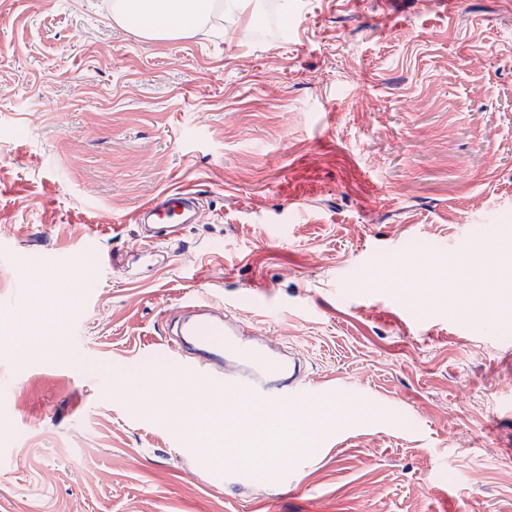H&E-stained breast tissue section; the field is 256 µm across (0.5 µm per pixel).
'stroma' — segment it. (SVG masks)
<instances>
[{
  "label": "stroma",
  "mask_w": 512,
  "mask_h": 512,
  "mask_svg": "<svg viewBox=\"0 0 512 512\" xmlns=\"http://www.w3.org/2000/svg\"><path fill=\"white\" fill-rule=\"evenodd\" d=\"M273 2L151 41L112 0H0V333L70 339L0 349V512H512V304L444 271L512 252V0H290L284 37ZM178 184L198 223L143 238ZM199 294L355 392L293 490L123 387Z\"/></svg>",
  "instance_id": "1"
}]
</instances>
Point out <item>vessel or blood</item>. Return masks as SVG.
<instances>
[{"mask_svg":"<svg viewBox=\"0 0 512 512\" xmlns=\"http://www.w3.org/2000/svg\"><path fill=\"white\" fill-rule=\"evenodd\" d=\"M197 194L176 186L153 197L134 213L132 221L147 235H177L196 221ZM164 337L176 352L182 376H199L203 387L224 395L236 415L255 411L276 414L308 402L307 378L298 358L271 347L264 337L228 317L223 302L197 297L166 315ZM280 482L293 486L303 461L273 457Z\"/></svg>","mask_w":512,"mask_h":512,"instance_id":"b4317fda","label":"vessel or blood"}]
</instances>
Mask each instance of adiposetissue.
Here are the masks:
<instances>
[{"label":"adipose tissue","instance_id":"ef3b65f1","mask_svg":"<svg viewBox=\"0 0 512 512\" xmlns=\"http://www.w3.org/2000/svg\"><path fill=\"white\" fill-rule=\"evenodd\" d=\"M250 0H113L112 19L131 28L138 35L164 40L191 34L206 22L214 11H221L225 21L238 23ZM158 22H151V15ZM480 270L486 280L502 290L512 289V266L506 265L505 255L497 243H487L468 262L455 266L456 275L465 277ZM223 396L202 400L198 397L177 396L166 410L169 422L202 444L206 459L223 464L226 457L247 458L257 455L260 447H306L323 429L324 411H309L289 420L287 427L268 430L263 444H256L249 428L230 424L222 419Z\"/></svg>","mask_w":512,"mask_h":512}]
</instances>
